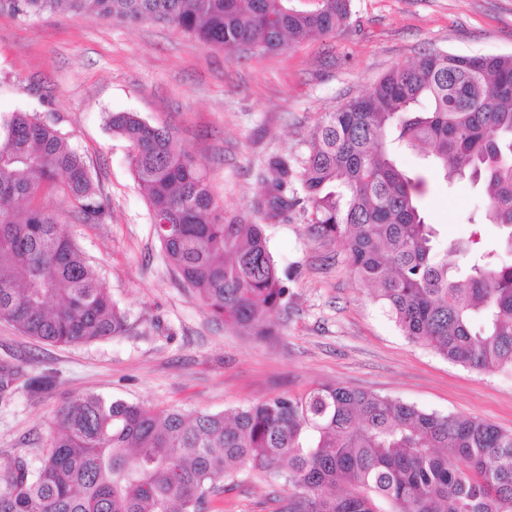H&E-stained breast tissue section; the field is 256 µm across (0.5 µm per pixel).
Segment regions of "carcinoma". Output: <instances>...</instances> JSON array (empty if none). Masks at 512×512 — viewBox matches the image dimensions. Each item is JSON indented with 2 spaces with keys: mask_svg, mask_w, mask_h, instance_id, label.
Wrapping results in <instances>:
<instances>
[{
  "mask_svg": "<svg viewBox=\"0 0 512 512\" xmlns=\"http://www.w3.org/2000/svg\"><path fill=\"white\" fill-rule=\"evenodd\" d=\"M0 0L23 17L66 9L160 23L213 48L275 51L342 25L350 0ZM153 231L209 315L258 341L288 306L263 225L224 223L206 174L174 129L114 113ZM426 170L401 167L403 149ZM267 217L303 209L321 237L343 241L357 282L411 342L472 369L512 372V262L482 246L479 227L508 230L512 252V55L429 51L325 115L308 153L274 156ZM483 185L487 205L467 240L440 254L419 199L427 175ZM299 188H294V185ZM64 198L76 224H98L109 201L52 125L0 113V321L60 346L125 331L126 317L69 233L39 200ZM458 257L448 264V254ZM18 370L0 365V396ZM40 465L0 470V512H205L239 470L280 480L288 512H512V431L388 397L317 384L232 415L86 393L57 413Z\"/></svg>",
  "mask_w": 512,
  "mask_h": 512,
  "instance_id": "cac0c4a2",
  "label": "carcinoma"
}]
</instances>
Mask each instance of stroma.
<instances>
[{
	"label": "stroma",
	"instance_id": "stroma-1",
	"mask_svg": "<svg viewBox=\"0 0 512 512\" xmlns=\"http://www.w3.org/2000/svg\"><path fill=\"white\" fill-rule=\"evenodd\" d=\"M441 50L512 54V0H351L342 27L275 52L208 48L155 23L58 10L0 11V113H37L65 134L111 202L102 224H76L62 197L41 203L71 234L127 314L124 335L59 346L0 322V363L19 366L0 398V463L39 465L56 412L85 394L156 410L229 413L269 397L340 384L512 430V375L454 364L410 342L355 281L339 242L297 211L266 220L260 172L271 154L301 155L325 113L384 74ZM138 112L174 127L209 178L227 220L264 224L291 301L281 334L255 342L212 318L153 233L126 144L106 122ZM482 186L430 179L422 198L444 241L468 238ZM288 488L244 470L208 512H287Z\"/></svg>",
	"mask_w": 512,
	"mask_h": 512
}]
</instances>
